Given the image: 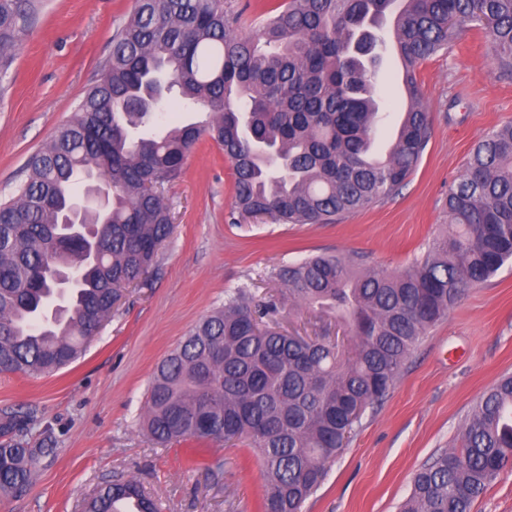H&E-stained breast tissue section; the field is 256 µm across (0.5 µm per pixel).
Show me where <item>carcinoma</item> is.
<instances>
[{
	"label": "carcinoma",
	"instance_id": "obj_1",
	"mask_svg": "<svg viewBox=\"0 0 512 512\" xmlns=\"http://www.w3.org/2000/svg\"><path fill=\"white\" fill-rule=\"evenodd\" d=\"M35 12L36 0H0V80ZM391 14L408 104L377 161L386 115L376 67ZM241 19L224 0H135L100 79L0 201V373L50 374L82 356L173 234L158 188L180 177L202 136L233 163L239 216L334 224L395 196L420 163L430 120L419 64L477 28L499 72L512 75V0H289L259 16V42L239 33ZM156 82L204 119L160 126L163 99L144 104ZM79 187L86 197L109 192L94 258L62 224ZM446 205L448 229L402 273L322 254L280 267L282 288L262 311L246 291L228 294L156 367L143 429L160 444H246L262 464V512H301L428 330L512 264L511 122L478 143ZM66 269L80 279L53 312ZM285 307L335 320L346 343L263 324ZM40 423L33 410L0 414V432L11 434L0 445L1 498L27 491L54 455L45 441L31 444ZM508 473L511 375L480 396L456 445L417 471L401 512H471ZM130 498L138 512H159L134 478L102 485L84 512H114Z\"/></svg>",
	"mask_w": 512,
	"mask_h": 512
}]
</instances>
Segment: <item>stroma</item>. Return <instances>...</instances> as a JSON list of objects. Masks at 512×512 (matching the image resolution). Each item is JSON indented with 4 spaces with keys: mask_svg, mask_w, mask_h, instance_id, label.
I'll list each match as a JSON object with an SVG mask.
<instances>
[{
    "mask_svg": "<svg viewBox=\"0 0 512 512\" xmlns=\"http://www.w3.org/2000/svg\"><path fill=\"white\" fill-rule=\"evenodd\" d=\"M134 0H43L0 88V198L26 175L29 157L65 124L101 75L112 33ZM392 55L379 65L388 125L405 90ZM431 135L394 197L334 224L232 223L233 169L223 148L200 140L181 179L163 196L176 226L155 270L127 289L86 352L57 372L0 373V412L33 410L35 439L55 454L22 495L0 512H82L97 487L135 478L164 512H259L258 458L243 445L191 450L155 445L138 425L152 374L202 318L245 287L263 304L274 268L320 253L363 256L388 273L408 269L448 223V186L477 143L512 122V77L501 76L480 30L470 31L417 69ZM512 374V268L471 289L406 361L388 395L366 411L348 448L329 463L302 512H399L415 473L449 448L478 398Z\"/></svg>",
    "mask_w": 512,
    "mask_h": 512,
    "instance_id": "1",
    "label": "stroma"
}]
</instances>
